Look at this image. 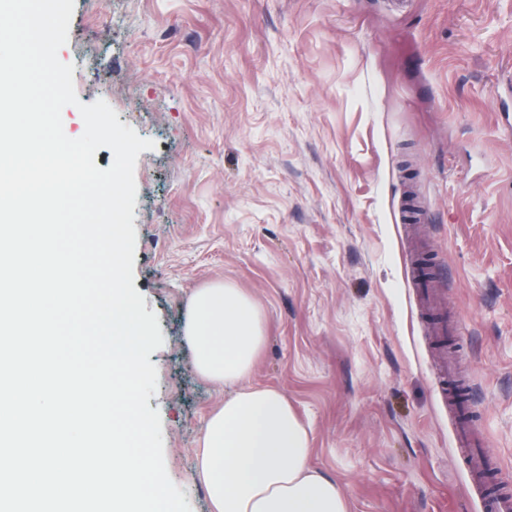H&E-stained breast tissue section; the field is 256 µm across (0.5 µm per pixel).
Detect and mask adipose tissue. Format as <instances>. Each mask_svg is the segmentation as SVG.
Here are the masks:
<instances>
[{
	"mask_svg": "<svg viewBox=\"0 0 512 512\" xmlns=\"http://www.w3.org/2000/svg\"><path fill=\"white\" fill-rule=\"evenodd\" d=\"M184 335L201 376L236 393L210 415L194 479L213 512H349L335 480L309 464V432L287 396L240 387L265 343L263 316L240 289L216 281L188 302Z\"/></svg>",
	"mask_w": 512,
	"mask_h": 512,
	"instance_id": "ef3b65f1",
	"label": "adipose tissue"
}]
</instances>
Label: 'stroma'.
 Instances as JSON below:
<instances>
[{
  "instance_id": "35a3bbf8",
  "label": "stroma",
  "mask_w": 512,
  "mask_h": 512,
  "mask_svg": "<svg viewBox=\"0 0 512 512\" xmlns=\"http://www.w3.org/2000/svg\"><path fill=\"white\" fill-rule=\"evenodd\" d=\"M58 56L80 102L156 143L135 167L134 287L164 339L148 405L192 512H210L190 475L230 392L193 371L184 326L215 281L264 318L243 386L288 397L350 512H491L455 380L512 495V0H75Z\"/></svg>"
}]
</instances>
